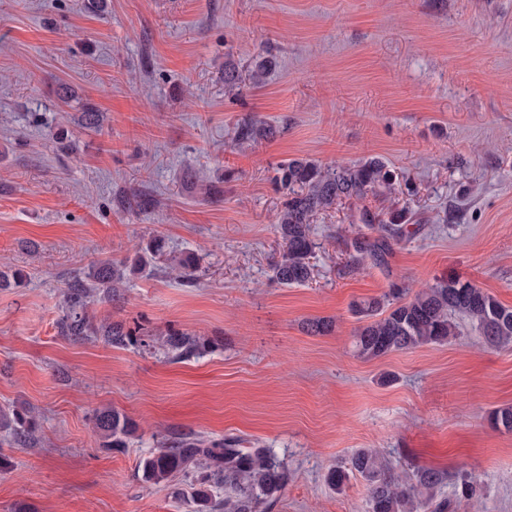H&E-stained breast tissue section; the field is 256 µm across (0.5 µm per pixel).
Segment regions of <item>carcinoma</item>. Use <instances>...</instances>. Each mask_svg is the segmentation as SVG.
<instances>
[{"label": "carcinoma", "instance_id": "obj_1", "mask_svg": "<svg viewBox=\"0 0 512 512\" xmlns=\"http://www.w3.org/2000/svg\"><path fill=\"white\" fill-rule=\"evenodd\" d=\"M273 57L255 61L247 71L233 63L224 65V90L242 91L246 84L263 83ZM81 127L99 131L102 114L87 106L78 118ZM277 129L266 121L251 117L238 124L235 141L255 144L272 138ZM275 183L283 192V201L276 214V231L283 243L279 258L272 264V280L283 287L303 286L311 279V255L316 248L312 224L314 217L342 202L358 203L368 195L388 198L414 193L413 187L401 185L393 168L382 158L372 156L353 165L323 166L312 159H290L275 172ZM359 220L372 227L376 235L356 234L347 240V250L354 268L370 264L388 265L393 244L404 235L406 210L394 208L374 212L364 206ZM161 251L155 240L132 258L119 262L110 259L93 262L78 271L62 292V316L59 332L74 340L100 336L113 346L133 341L135 331L121 322L96 324L89 306L101 299L112 301L127 279V274L143 271L147 255ZM197 259L186 254L167 266V274L180 284L192 286L197 281ZM352 312L358 326L354 331V349L365 360L378 359L394 352L407 351L423 345H442L458 335L454 318L467 319L493 347L512 345V307L501 304L485 290L456 279L438 281L407 297V290L392 283L389 291L353 303ZM333 322L315 318L305 322L310 335H324ZM174 360L201 354L208 343L200 337L171 330L161 341ZM93 429L101 447L119 450L128 447L135 437L136 425L112 408L95 412ZM0 432L15 444H28L37 436L38 425L29 410H0ZM142 479L160 484L181 473L190 480L199 502V512H273L288 486V467L268 448L258 444L242 447L241 439L227 436L209 439L197 434H180L163 438L156 451L140 462ZM358 474L367 484L368 512H451L454 503L436 501L432 491L445 483L447 475L439 470L417 467L401 477L377 452L362 448L348 463L327 475L336 488H342L350 475ZM224 486V498L214 499L208 488Z\"/></svg>", "mask_w": 512, "mask_h": 512}]
</instances>
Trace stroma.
Here are the masks:
<instances>
[{
    "instance_id": "obj_1",
    "label": "stroma",
    "mask_w": 512,
    "mask_h": 512,
    "mask_svg": "<svg viewBox=\"0 0 512 512\" xmlns=\"http://www.w3.org/2000/svg\"><path fill=\"white\" fill-rule=\"evenodd\" d=\"M0 0V409L35 416V445L0 436V512H198L182 476L138 470L177 431L239 437L272 449L291 473L274 512H368L367 486L325 480L362 448L398 473L438 469L455 512H512V432L491 420L512 406V348L468 323L444 345L367 361L353 352V302L456 278L512 306V0ZM271 50L276 65L240 96L224 63ZM101 131L76 119L85 105ZM258 115L278 129L233 142ZM64 128L76 146L57 149ZM379 156L414 182L412 216L386 268L350 269L344 241L370 233L347 203L314 219L308 284L272 281L277 164ZM219 195H210V188ZM137 193L151 206L131 209ZM191 251L187 288L157 261L129 276L96 321L208 341L172 360L134 341L60 336L71 272L121 259L154 237ZM331 333L307 334L311 318ZM137 433L101 448L95 410ZM479 500L460 496L461 479Z\"/></svg>"
}]
</instances>
